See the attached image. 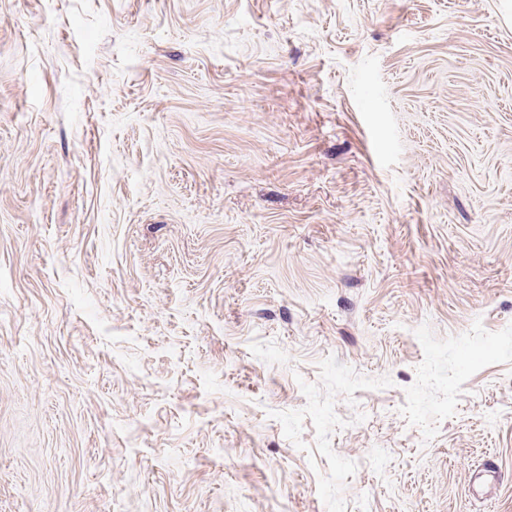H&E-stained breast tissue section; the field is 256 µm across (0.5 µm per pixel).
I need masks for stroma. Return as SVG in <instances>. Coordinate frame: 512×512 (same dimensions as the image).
Instances as JSON below:
<instances>
[{"label": "stroma", "instance_id": "1", "mask_svg": "<svg viewBox=\"0 0 512 512\" xmlns=\"http://www.w3.org/2000/svg\"><path fill=\"white\" fill-rule=\"evenodd\" d=\"M0 512H512V0H0Z\"/></svg>", "mask_w": 512, "mask_h": 512}]
</instances>
